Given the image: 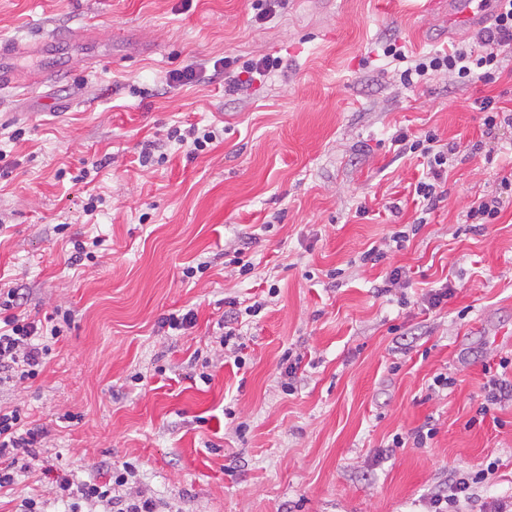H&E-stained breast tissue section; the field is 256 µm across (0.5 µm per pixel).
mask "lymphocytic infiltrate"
Here are the masks:
<instances>
[{
	"label": "lymphocytic infiltrate",
	"instance_id": "f902f5d3",
	"mask_svg": "<svg viewBox=\"0 0 512 512\" xmlns=\"http://www.w3.org/2000/svg\"><path fill=\"white\" fill-rule=\"evenodd\" d=\"M476 38L483 46L482 51H474L463 44L455 45L404 70V82L442 70L461 84L493 80L502 66L503 54L512 51V0H497L491 24L479 29ZM394 141L419 154L431 175L430 180L417 183L416 194L428 201L437 199L436 183L443 179L453 157L458 154L459 143L443 148L438 144L437 135L428 134L412 140L404 132L397 134ZM24 300L21 288L0 290V385L35 378L45 364L50 342L62 333L53 318L30 319L23 310ZM46 434V429L27 426L18 410L0 407V488L13 484L18 473L29 469L31 461L40 454ZM99 475V480L85 483L74 482L66 475L58 476L55 480L58 498L65 502H96L105 506L108 512H159L156 500L127 493V485L136 477L135 465L128 463L116 470L107 463ZM487 476L484 469L458 475L449 483L447 493L431 497L432 512H459L460 502L471 500L475 486Z\"/></svg>",
	"mask_w": 512,
	"mask_h": 512
}]
</instances>
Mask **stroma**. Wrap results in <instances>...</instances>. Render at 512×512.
Segmentation results:
<instances>
[{"label": "stroma", "mask_w": 512, "mask_h": 512, "mask_svg": "<svg viewBox=\"0 0 512 512\" xmlns=\"http://www.w3.org/2000/svg\"><path fill=\"white\" fill-rule=\"evenodd\" d=\"M45 33L70 38L66 68L32 83L47 55L0 85V288L70 319L38 377L0 387L47 431L0 512L31 496L66 512L54 474L90 481L104 459L135 465L162 512H426L488 467L460 512L512 498V396L480 412L488 369L512 360V203L466 221L512 174V127L483 138L480 110L512 108V58L489 82L405 85L385 50L447 47L446 0H0V41ZM263 57L279 67L229 89ZM188 65L198 81L171 90ZM188 123L215 132L205 151L169 139ZM400 132L464 146L435 206ZM397 230L401 250L362 262ZM74 238L98 240L93 258L71 264ZM397 267L409 284L385 291ZM189 309L193 328H160ZM235 324L239 366L219 347Z\"/></svg>", "instance_id": "obj_1"}]
</instances>
